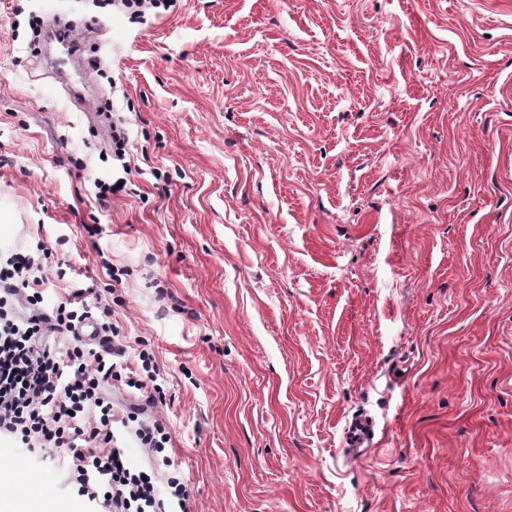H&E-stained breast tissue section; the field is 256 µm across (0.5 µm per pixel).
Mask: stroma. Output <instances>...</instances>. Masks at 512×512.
Instances as JSON below:
<instances>
[{"label": "stroma", "instance_id": "1", "mask_svg": "<svg viewBox=\"0 0 512 512\" xmlns=\"http://www.w3.org/2000/svg\"><path fill=\"white\" fill-rule=\"evenodd\" d=\"M55 11L81 111L29 47ZM34 238L46 302L153 348L191 512H512V0H0V250ZM109 6L119 7L130 17H142L147 9L163 8L168 10L174 4L173 0H98L96 2V7L101 9H106Z\"/></svg>", "mask_w": 512, "mask_h": 512}]
</instances>
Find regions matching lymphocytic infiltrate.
<instances>
[{"instance_id":"lymphocytic-infiltrate-1","label":"lymphocytic infiltrate","mask_w":512,"mask_h":512,"mask_svg":"<svg viewBox=\"0 0 512 512\" xmlns=\"http://www.w3.org/2000/svg\"><path fill=\"white\" fill-rule=\"evenodd\" d=\"M47 254L40 242L32 251L0 255V441L26 455H52L57 478L106 512H189L182 479L159 482L119 448L105 395L106 385L120 379L146 393L149 404L163 402L153 354L141 349L140 368L126 376L116 347L96 349L78 339L65 356H56L49 334L74 332L90 319L102 335H112V309L92 310L82 288L45 305L35 272Z\"/></svg>"}]
</instances>
